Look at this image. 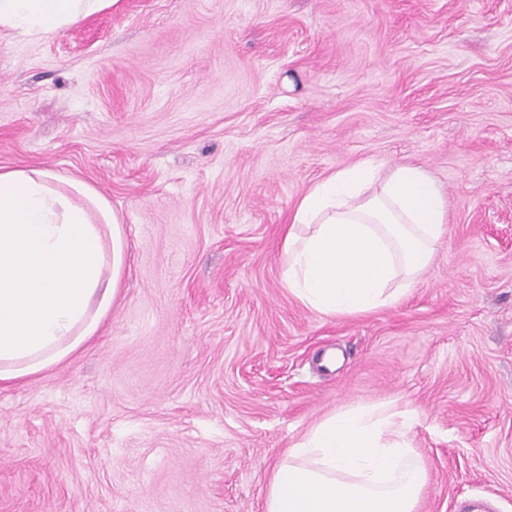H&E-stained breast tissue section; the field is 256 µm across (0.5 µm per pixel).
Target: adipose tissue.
<instances>
[{
	"mask_svg": "<svg viewBox=\"0 0 512 512\" xmlns=\"http://www.w3.org/2000/svg\"><path fill=\"white\" fill-rule=\"evenodd\" d=\"M117 0H0V28L47 37ZM448 230L440 188L414 164L367 159L323 178L283 234L282 278L327 317L400 304ZM126 239L110 202L44 169H0V388L76 356L119 292ZM416 409L336 411L288 450L264 512H416L427 468L407 440Z\"/></svg>",
	"mask_w": 512,
	"mask_h": 512,
	"instance_id": "adipose-tissue-1",
	"label": "adipose tissue"
}]
</instances>
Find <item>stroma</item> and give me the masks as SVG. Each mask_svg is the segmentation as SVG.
I'll return each mask as SVG.
<instances>
[{
    "instance_id": "35a3bbf8",
    "label": "stroma",
    "mask_w": 512,
    "mask_h": 512,
    "mask_svg": "<svg viewBox=\"0 0 512 512\" xmlns=\"http://www.w3.org/2000/svg\"><path fill=\"white\" fill-rule=\"evenodd\" d=\"M413 163L448 232L398 306L330 318L282 280L330 172ZM81 180L127 263L69 362L0 390V512H264L329 414L388 401L418 512H512V0H119L0 30V168Z\"/></svg>"
}]
</instances>
